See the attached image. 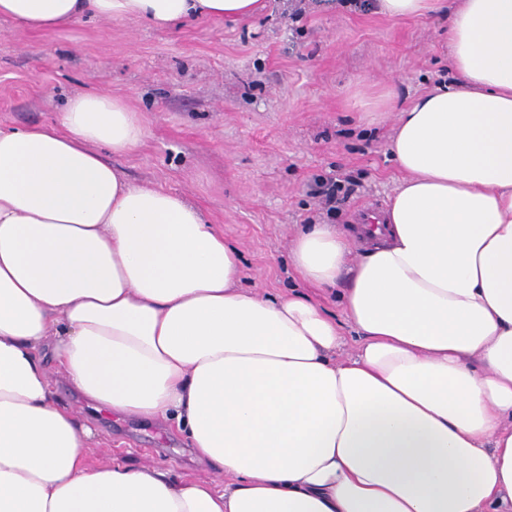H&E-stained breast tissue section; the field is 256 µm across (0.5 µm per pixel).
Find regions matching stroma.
<instances>
[{
  "label": "stroma",
  "instance_id": "stroma-1",
  "mask_svg": "<svg viewBox=\"0 0 512 512\" xmlns=\"http://www.w3.org/2000/svg\"><path fill=\"white\" fill-rule=\"evenodd\" d=\"M244 21L202 19L160 30L132 19L82 20L44 32L0 20V128L57 121L67 101L99 92L138 112L146 135L102 155L139 185L183 195L241 255L242 288L312 295L290 260L307 224H355L385 209L403 175L387 152L397 115L367 106L389 89L408 101L451 71L448 12L395 20L376 0H262ZM341 174L354 191L326 211L311 187ZM97 464L163 465L216 479L170 424L95 411L66 384Z\"/></svg>",
  "mask_w": 512,
  "mask_h": 512
}]
</instances>
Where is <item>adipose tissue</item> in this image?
<instances>
[{"label": "adipose tissue", "mask_w": 512, "mask_h": 512, "mask_svg": "<svg viewBox=\"0 0 512 512\" xmlns=\"http://www.w3.org/2000/svg\"><path fill=\"white\" fill-rule=\"evenodd\" d=\"M259 2L0 0V19L175 29ZM448 45L456 80L379 100L405 178L376 226L294 242L341 322L241 288L223 232L103 158L145 137L121 100L0 129V512H512V0H460ZM58 379L99 411L174 423L224 486L88 464Z\"/></svg>", "instance_id": "adipose-tissue-1"}]
</instances>
